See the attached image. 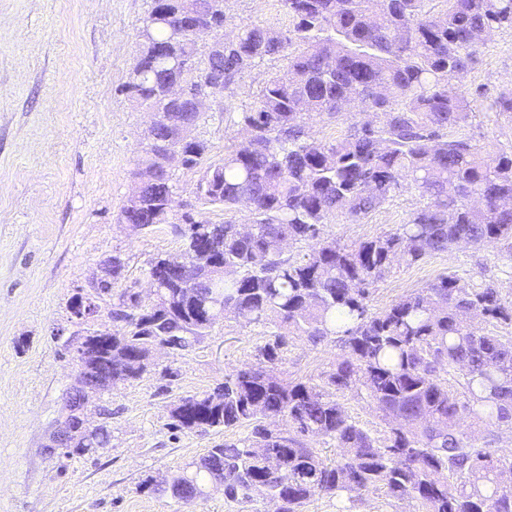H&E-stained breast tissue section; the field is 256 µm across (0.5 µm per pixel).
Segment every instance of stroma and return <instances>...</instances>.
I'll return each instance as SVG.
<instances>
[{"instance_id": "35a3bbf8", "label": "stroma", "mask_w": 512, "mask_h": 512, "mask_svg": "<svg viewBox=\"0 0 512 512\" xmlns=\"http://www.w3.org/2000/svg\"><path fill=\"white\" fill-rule=\"evenodd\" d=\"M152 0H0V512H254L225 499L224 488L185 505L140 491L148 478L178 469L224 436L180 431L170 408L181 397L212 390L254 363L269 341L266 328L225 320L195 348L155 351L136 380L97 395L90 420L107 425L108 447L83 455L43 451L63 397L76 384L77 365L64 350L74 327L69 304L88 290L103 260L121 252L123 286L147 290V261L178 251L172 227L185 210L218 224L245 223L247 209L224 212L196 195L200 169H174L176 206L169 223L135 232L117 221L133 186V161L150 124L123 86L139 53V30ZM250 23L278 31L293 27L280 0H228L224 30ZM287 57L255 63L211 103L196 135L209 161L241 142L237 114L259 85L282 71ZM468 96L512 88V30H497L468 71L450 79ZM419 202L405 191L359 224H338L337 237L364 240L404 223ZM455 273L497 288L512 299V256L504 243L459 244L414 265L394 264L371 295L383 309L438 276ZM340 343L290 336L282 368L292 379L319 381L340 357ZM178 372L166 384L164 367ZM373 491L348 500L313 499L306 512H409Z\"/></svg>"}]
</instances>
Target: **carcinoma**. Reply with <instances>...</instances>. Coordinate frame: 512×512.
I'll use <instances>...</instances> for the list:
<instances>
[{
    "label": "carcinoma",
    "instance_id": "cac0c4a2",
    "mask_svg": "<svg viewBox=\"0 0 512 512\" xmlns=\"http://www.w3.org/2000/svg\"><path fill=\"white\" fill-rule=\"evenodd\" d=\"M226 2L153 0L143 20L124 89L161 119L144 136L133 171L139 182L119 222L136 231L168 223L176 184L164 159L178 145L183 168L204 166L199 199L245 207L249 231L203 222L224 274L198 264L186 291L183 263L198 246L186 225L181 250L148 262L159 284L147 300L115 289L127 261L112 254V280L92 293L96 302L110 299L112 342L92 334L86 342L128 381L140 377L123 369L130 354L147 359L159 342L188 350L226 318L273 327L274 340L217 388L220 402L205 391L170 411L180 430L248 424L251 435L226 437L140 488L192 503L215 481L230 501L274 500L278 512L370 491L414 502L417 512H512V455L493 449L498 430L512 429V336L475 323L512 326V300L451 274L384 309L369 305L372 287L396 262L411 265L461 242L504 241L512 258V144L491 150L464 133L476 112L512 120V89L471 100L448 89V76L467 69L487 33L512 30V0H282L293 18L288 33L246 25L222 52L203 53L197 35L176 29V13L193 12L209 27ZM284 52L287 68L238 112L250 143L203 165L209 146L192 129L204 113L190 98L169 99V84L200 76L227 88ZM357 100L372 119L332 140L310 134L309 119L336 122ZM406 190L420 205L405 223L363 241L336 238L333 225L357 224ZM283 240L294 250L279 248ZM287 335L338 340L343 354L319 384L288 379L279 370ZM344 391L373 407L383 434L351 418L337 399ZM278 417L288 429L267 426ZM465 417L480 430L462 429ZM309 436L336 442L343 454L328 459ZM110 438L101 426L75 452Z\"/></svg>",
    "mask_w": 512,
    "mask_h": 512
}]
</instances>
